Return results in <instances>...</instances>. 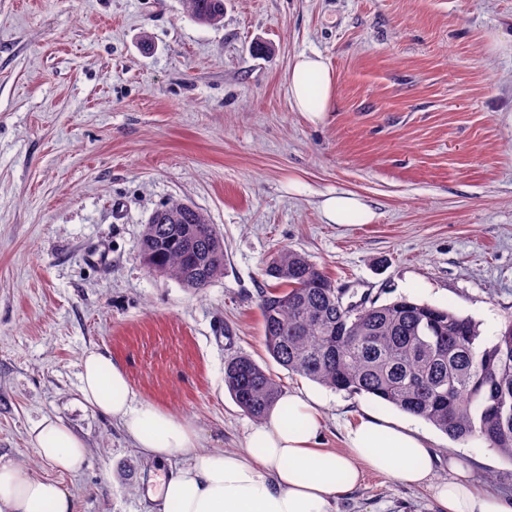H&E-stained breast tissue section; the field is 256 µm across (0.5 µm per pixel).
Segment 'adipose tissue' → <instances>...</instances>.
I'll list each match as a JSON object with an SVG mask.
<instances>
[{"label": "adipose tissue", "instance_id": "1", "mask_svg": "<svg viewBox=\"0 0 512 512\" xmlns=\"http://www.w3.org/2000/svg\"><path fill=\"white\" fill-rule=\"evenodd\" d=\"M291 106L311 123L321 122L334 103L335 80L320 53L296 56L287 75ZM332 224H367L372 210L359 197L340 191L324 198ZM81 401L85 408L116 421L136 449L163 462L182 448L187 461L164 480L155 497L162 512H335L338 497L350 492L361 467L411 486L430 481L435 454L425 436L408 424L364 411L336 453L319 441L321 397L302 389L282 396L247 435L244 451H194V429L176 415L136 402L125 371L109 353L83 357ZM38 457L60 472L84 465L85 442L59 419L46 417L33 429ZM444 512H512V497L490 496L460 479L434 485ZM0 512H74L70 494L58 481L33 475L0 455Z\"/></svg>", "mask_w": 512, "mask_h": 512}]
</instances>
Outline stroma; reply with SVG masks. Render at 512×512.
Here are the masks:
<instances>
[{"instance_id":"stroma-1","label":"stroma","mask_w":512,"mask_h":512,"mask_svg":"<svg viewBox=\"0 0 512 512\" xmlns=\"http://www.w3.org/2000/svg\"><path fill=\"white\" fill-rule=\"evenodd\" d=\"M319 52L335 103L289 102L294 57ZM351 191L375 218L332 224ZM193 203L224 239V273L193 291L139 250L163 203ZM299 251L347 303L399 297L512 324V0H224L220 26L181 0H0V453L59 480L76 512H159L150 497L192 450L245 446L254 425L227 360L272 362L257 307L272 254ZM109 352L140 402L175 413L195 449L157 463L84 408L80 362ZM321 443L342 450L369 408L409 423L483 492L512 462L368 395L323 389ZM58 417L88 448L63 473L31 430ZM336 512H441L428 487L364 470Z\"/></svg>"}]
</instances>
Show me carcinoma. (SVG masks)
<instances>
[{
	"label": "carcinoma",
	"mask_w": 512,
	"mask_h": 512,
	"mask_svg": "<svg viewBox=\"0 0 512 512\" xmlns=\"http://www.w3.org/2000/svg\"><path fill=\"white\" fill-rule=\"evenodd\" d=\"M182 3L200 24L224 19V0ZM140 251L149 270L195 291L224 274L223 238L187 202L152 213ZM265 274L283 285L258 294L264 344L277 364L336 391L371 395L512 462L511 324L487 342L476 321L450 309L407 298L345 304L323 270L287 247ZM224 383L256 421L282 396L275 376L245 355L227 361Z\"/></svg>",
	"instance_id": "cac0c4a2"
}]
</instances>
